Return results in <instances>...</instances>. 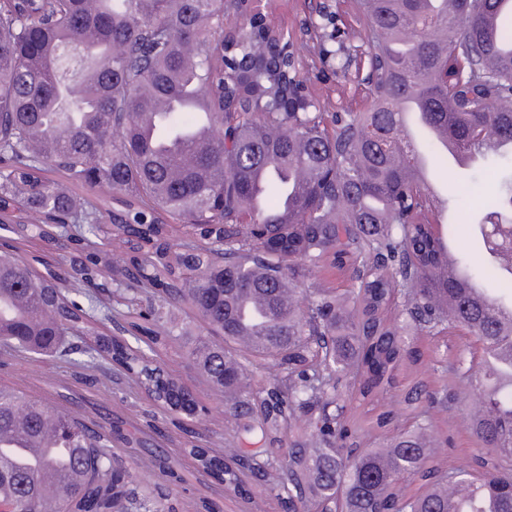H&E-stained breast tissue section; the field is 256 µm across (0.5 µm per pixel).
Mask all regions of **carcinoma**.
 I'll return each instance as SVG.
<instances>
[{"mask_svg": "<svg viewBox=\"0 0 512 512\" xmlns=\"http://www.w3.org/2000/svg\"><path fill=\"white\" fill-rule=\"evenodd\" d=\"M428 2L358 0L383 77L371 108L350 113L300 96L288 47L262 26L216 57L223 0H0V203L20 205L23 237L68 265L63 277L39 256L0 252V351L64 357L93 383L110 360L177 416L192 394L149 362L181 335L168 318L179 307L223 337L188 356L224 392L235 434L222 456L190 453L228 490L247 471L252 498L275 492L285 512H512V218L488 212L476 228L489 259L456 254L465 278L442 272L448 243L414 176L421 150L402 102L414 91L428 148L440 126L472 166L511 159L486 140L512 142V8ZM189 97L211 116L207 136H189L199 113L179 105L146 135L156 101ZM261 171L273 198L255 196ZM341 272L351 287L336 288ZM471 284L483 301L465 300ZM114 303L126 307L120 339L95 328ZM247 330L257 342L241 340ZM456 330L483 359L436 346L432 369L455 389L395 386L402 365L420 363L412 337ZM263 361L274 373L257 382ZM355 394L383 400L363 426L349 414ZM471 403L479 448L447 467L437 422ZM361 431L377 447H361ZM117 441L136 444L0 388V500L15 512H177L168 494L129 487ZM450 490L465 495L455 511Z\"/></svg>", "mask_w": 512, "mask_h": 512, "instance_id": "carcinoma-1", "label": "carcinoma"}]
</instances>
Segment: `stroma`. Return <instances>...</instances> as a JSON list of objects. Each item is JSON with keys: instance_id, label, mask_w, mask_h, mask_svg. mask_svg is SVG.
<instances>
[{"instance_id": "stroma-1", "label": "stroma", "mask_w": 512, "mask_h": 512, "mask_svg": "<svg viewBox=\"0 0 512 512\" xmlns=\"http://www.w3.org/2000/svg\"><path fill=\"white\" fill-rule=\"evenodd\" d=\"M512 171V162L489 159L481 176L460 173L447 158L435 160L432 174L438 189L459 199L463 210L443 226L453 250L472 256L480 243L471 228V204H489L500 174ZM185 329L179 340L160 349L155 361L191 390L199 406V417L191 425L174 422L172 416L153 403L144 391L122 372L113 371L106 384H91L76 376L71 365L57 357L36 354L0 357V388L21 391L51 405H65L94 427H119L137 433L142 447L115 445L121 466L132 476V486L145 494L156 489L170 493L179 512H198L201 501L215 502L220 512H283L275 496H264L259 510L227 494L223 480L198 471L195 458L186 449L189 441L206 444L213 454L224 452L235 421L226 414L224 395L205 383L199 370L185 356L186 348L201 340L197 321L177 313Z\"/></svg>"}]
</instances>
